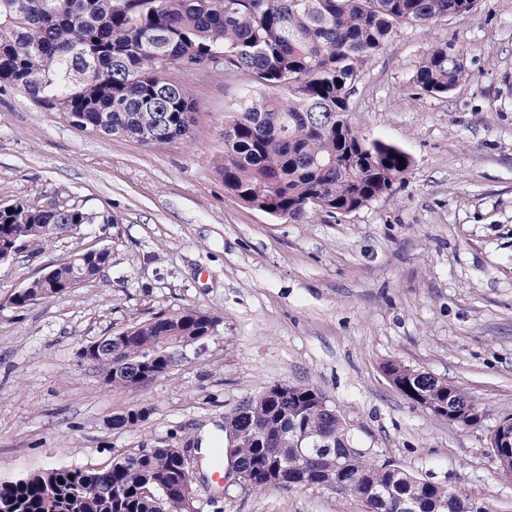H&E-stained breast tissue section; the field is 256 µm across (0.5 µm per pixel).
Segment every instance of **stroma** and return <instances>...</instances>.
Listing matches in <instances>:
<instances>
[{
	"label": "stroma",
	"mask_w": 512,
	"mask_h": 512,
	"mask_svg": "<svg viewBox=\"0 0 512 512\" xmlns=\"http://www.w3.org/2000/svg\"><path fill=\"white\" fill-rule=\"evenodd\" d=\"M467 48L472 75L450 94L413 75L439 42ZM190 141L148 147L75 125L0 82V204L76 203L108 216L0 266V481L55 467L105 469L143 447L187 445L199 512H364L321 486L216 482L197 443L243 400L302 383L342 416L356 446L419 479L512 512V477L492 435L512 417V0L405 26L364 69L348 119L412 158L397 190L335 217L277 220L224 189V114L239 83L187 77ZM108 248L100 279L16 308L9 294L44 267ZM201 309L213 336L169 373L105 386L90 342L160 312ZM397 361L447 380L484 416L465 426L400 393ZM147 419L116 429L114 415Z\"/></svg>",
	"instance_id": "1"
}]
</instances>
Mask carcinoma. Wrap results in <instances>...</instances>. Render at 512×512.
Returning <instances> with one entry per match:
<instances>
[{
	"instance_id": "obj_1",
	"label": "carcinoma",
	"mask_w": 512,
	"mask_h": 512,
	"mask_svg": "<svg viewBox=\"0 0 512 512\" xmlns=\"http://www.w3.org/2000/svg\"><path fill=\"white\" fill-rule=\"evenodd\" d=\"M477 0H0V80L76 125L155 147L192 137L195 103L181 68L222 73L248 96L224 113V189L245 206L285 221L309 212H354L400 186L411 157L369 140L348 121L350 97L364 67L406 25L466 17ZM467 50L434 46L413 83L443 96L472 78ZM81 205L0 207V255L34 253L66 232L92 224ZM93 281L100 261L73 255L53 278H33L7 302L17 308L72 292L73 273ZM218 319L201 310L158 313L113 336L112 354L88 355L104 384L128 388L139 373L160 376L188 347L212 336ZM411 400L443 406L465 424L482 414L457 386L429 373ZM282 392H277V389ZM244 402L243 418L224 419V462L253 489L327 486L336 462L347 470L342 491L365 512H401L411 497L420 512H463L460 494L353 457V438L325 398L304 384H274ZM129 409L116 426H136ZM331 436L332 447H297ZM187 449L169 444L118 456L103 470L52 468L0 482V512H198Z\"/></svg>"
}]
</instances>
